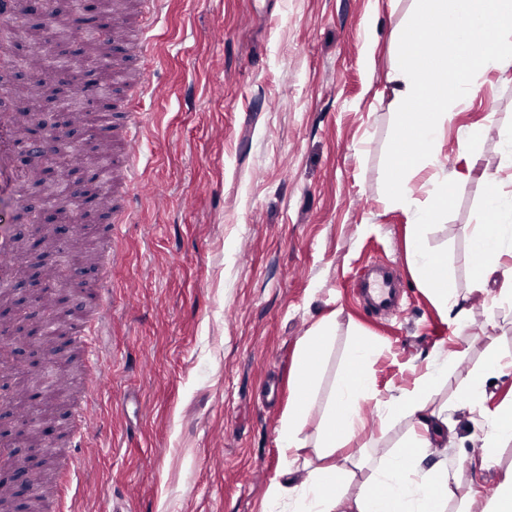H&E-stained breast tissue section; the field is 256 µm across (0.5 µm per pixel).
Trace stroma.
Returning a JSON list of instances; mask_svg holds the SVG:
<instances>
[{"label":"stroma","instance_id":"stroma-1","mask_svg":"<svg viewBox=\"0 0 512 512\" xmlns=\"http://www.w3.org/2000/svg\"><path fill=\"white\" fill-rule=\"evenodd\" d=\"M414 0H167L147 76L135 221L124 226L102 328L101 375L75 373L45 415L70 426L91 392V466L50 512H262L287 461L277 443L301 340L335 315L304 435L322 424L354 334L383 348L379 397L412 387L435 349L448 376L428 407L447 409L454 472L447 512H486L512 470V438L486 446L485 417L512 403V368L485 384L478 408L462 397L490 354L512 356V310L495 309L501 280L474 282L471 233L512 133V70L491 73L456 108L443 137L455 188L429 248L468 310L448 322L408 261L406 214L386 198L400 105L392 93L393 36ZM470 148L460 143L473 129ZM403 288L389 316L368 310L353 282L373 257ZM357 443L400 458L416 424L384 422L362 406Z\"/></svg>","mask_w":512,"mask_h":512}]
</instances>
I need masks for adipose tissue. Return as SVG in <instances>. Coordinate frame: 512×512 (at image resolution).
Returning a JSON list of instances; mask_svg holds the SVG:
<instances>
[{"label":"adipose tissue","mask_w":512,"mask_h":512,"mask_svg":"<svg viewBox=\"0 0 512 512\" xmlns=\"http://www.w3.org/2000/svg\"><path fill=\"white\" fill-rule=\"evenodd\" d=\"M416 7L398 37L393 94L398 144L387 173V198L408 217L411 263L438 309L453 323H464L467 310L443 270L441 254L423 245L448 214L453 179L440 158L439 146L450 110L475 95L490 72L512 69V0H415ZM505 176L492 189L485 215L472 231L475 276L484 283L501 277L492 298L495 307L512 308V136L500 143ZM433 168L425 198L415 197L406 173ZM336 334V320L323 318L301 342L292 371V402L281 418L278 443L289 462L306 445V418L315 403L317 373ZM381 353L378 343L354 338L345 367L335 381L325 419L314 445L318 459L304 478L273 480L264 512H446L453 476L447 460H431L429 434L448 423L445 412L429 411L427 394L448 373L441 350L429 356L425 373L414 386L381 401L382 418L414 416L421 429L410 438L401 462L372 456L361 446L358 456L370 470L366 486L346 497L348 474L330 464L363 425V402L375 398L371 372Z\"/></svg>","instance_id":"adipose-tissue-1"}]
</instances>
